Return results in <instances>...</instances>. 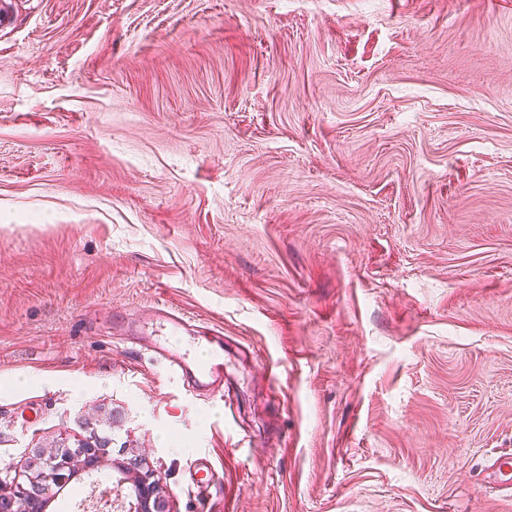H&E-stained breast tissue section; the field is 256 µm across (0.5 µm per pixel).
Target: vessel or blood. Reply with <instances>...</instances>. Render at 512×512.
Segmentation results:
<instances>
[{
    "mask_svg": "<svg viewBox=\"0 0 512 512\" xmlns=\"http://www.w3.org/2000/svg\"><path fill=\"white\" fill-rule=\"evenodd\" d=\"M146 346L168 375L190 391L224 395V339L209 335L181 309L154 304L148 314ZM491 484L512 490V457H496L489 467Z\"/></svg>",
    "mask_w": 512,
    "mask_h": 512,
    "instance_id": "vessel-or-blood-1",
    "label": "vessel or blood"
}]
</instances>
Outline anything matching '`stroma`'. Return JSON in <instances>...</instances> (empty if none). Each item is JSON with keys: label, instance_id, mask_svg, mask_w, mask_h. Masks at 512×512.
Returning <instances> with one entry per match:
<instances>
[{"label": "stroma", "instance_id": "stroma-1", "mask_svg": "<svg viewBox=\"0 0 512 512\" xmlns=\"http://www.w3.org/2000/svg\"><path fill=\"white\" fill-rule=\"evenodd\" d=\"M0 480L127 512H512V0H8ZM224 336L231 413L114 334ZM102 451L100 442L95 437L90 436L82 441L77 456L80 457L85 470H98L106 465V459ZM490 472L488 479L490 484L505 487L512 491V459L508 455L496 457L487 467ZM134 467L137 468V472L140 471V465L134 463ZM122 470L126 474H136L134 480L133 490V501L130 502L129 510L132 512H165L163 505L157 497L158 481H151V474L148 471L143 474L132 472L131 468L122 467Z\"/></svg>", "mask_w": 512, "mask_h": 512}]
</instances>
